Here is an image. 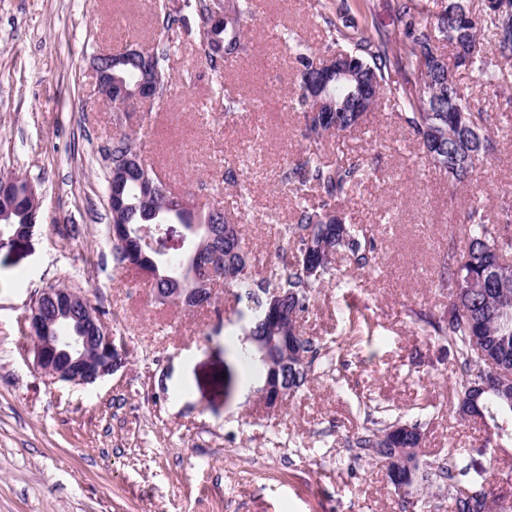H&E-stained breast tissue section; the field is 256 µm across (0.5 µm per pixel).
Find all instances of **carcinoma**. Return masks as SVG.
I'll return each instance as SVG.
<instances>
[{
  "label": "carcinoma",
  "mask_w": 512,
  "mask_h": 512,
  "mask_svg": "<svg viewBox=\"0 0 512 512\" xmlns=\"http://www.w3.org/2000/svg\"><path fill=\"white\" fill-rule=\"evenodd\" d=\"M183 8L195 16L189 20L181 11H165L158 16L161 32L195 30L201 45L211 38L210 22L214 11L224 9V55H206L210 68L219 72L229 56L247 51L243 22L252 12L250 0H183ZM393 10L397 27L409 40L411 49L405 51L398 40L368 23L365 4L352 0H336L332 13L319 14L327 51L353 57L359 64V84L363 91L379 97L389 92L399 119L414 136L421 150H426L431 138L441 142L440 168L456 185L468 180L476 164L484 161L495 149L494 117L471 106L452 69L444 64L434 65V57H442L440 44L452 49L469 47L472 72L481 76L489 87L496 86L498 72L488 68L487 46L481 31L492 29L493 49L509 62L512 60V0H498L495 11L485 14L470 10L466 0H448L437 12H424L415 0H394ZM154 58L153 78L160 91H165L172 79L169 67L170 46L158 38L150 50ZM293 54L298 64L297 84L291 97L303 107L307 144L299 157L285 168L281 180L300 195L294 223L284 225L281 236L285 244L277 245L280 263L268 277H257L253 264H245L242 248L224 237L227 225L235 223L231 214L218 203L186 204L178 214L182 224L194 227L190 251L210 258L215 276L210 281L234 291L238 303L250 313L243 327L244 335L255 339L267 336H294L303 358H288L287 395L307 384L321 369L325 347L300 330V319L308 311L317 289L327 280L346 287L349 282L336 272V255L345 256L357 268L375 263V246L359 225L350 222L342 208L355 189L369 177L366 163L358 157H338L328 160L325 147L328 138L351 131L363 122L356 111L350 87L340 82L331 87L329 99L343 105L342 112H318L316 104L303 94L304 83L313 75L320 59L310 48L295 40ZM122 57L116 73L133 83L142 78L139 60ZM406 75L405 82L392 85V71ZM456 101L467 111L459 115L462 124L453 122L449 109ZM117 131L112 136V172L126 170L130 159L140 156L137 138L127 127L128 112L112 107ZM224 184L235 189V204H244L247 188L239 172L224 167ZM130 207L112 213V223L133 227L152 223L157 198H176L169 183L151 165L125 179ZM469 224L467 250L460 254L453 245L441 258L438 286L448 291V308L434 311H410L411 319L428 336H435L452 352L454 390L463 414L491 422L498 436H512V390L483 392L476 387L481 358L498 366L512 367V319L502 318L499 312L512 310V264L506 256L512 254V233L501 231V225L489 223L480 205L467 211ZM116 267L134 270L156 268L152 276L153 295L162 303L171 302V278L178 277L189 264V258L167 257L135 238L112 243ZM497 270L498 285L485 292L480 288H465L458 275L467 273L482 276L488 269ZM280 294L284 316L273 321L267 314V299L271 290ZM423 441L421 426L408 424L382 407L366 413L365 425L347 446L355 450L354 458H369L380 463L389 482L402 502L415 512H428L426 490L432 483H448L452 512H512V500L503 494L494 495L465 485L467 467L458 456L437 463L430 471L420 465L418 451Z\"/></svg>",
  "instance_id": "cac0c4a2"
}]
</instances>
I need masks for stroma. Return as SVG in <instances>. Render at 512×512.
<instances>
[{"label": "stroma", "instance_id": "1", "mask_svg": "<svg viewBox=\"0 0 512 512\" xmlns=\"http://www.w3.org/2000/svg\"><path fill=\"white\" fill-rule=\"evenodd\" d=\"M181 2L0 0V173L28 178L41 212L29 238L0 246V512H401L382 465L353 461L346 446L370 402L421 423L423 463L462 450L469 486L512 493V441L460 418L448 352L409 317L447 307L437 271L449 245L464 244L472 197L494 222L512 204V65L488 54L503 75L494 88L456 73L498 127L495 153L466 185L452 186L385 104L332 144L371 169L350 210L376 263L354 271L355 287L316 295L303 329L344 357L269 413L258 376L224 352L244 340L224 288L223 318L185 311L112 259L104 155L116 128L90 62L151 47L161 8ZM252 2L250 50L229 58L224 80L194 40H177L164 96L130 123L146 160L196 199L229 201L217 174L240 169L251 190L244 247L265 276L277 228L295 217L281 171L306 144L289 41L321 49L318 15L332 0ZM227 90L253 111L225 120ZM51 283L104 311L122 353L112 375L53 383L35 366L24 318Z\"/></svg>", "mask_w": 512, "mask_h": 512}]
</instances>
